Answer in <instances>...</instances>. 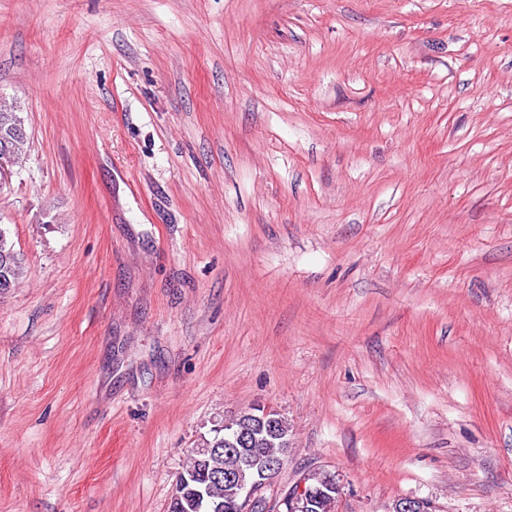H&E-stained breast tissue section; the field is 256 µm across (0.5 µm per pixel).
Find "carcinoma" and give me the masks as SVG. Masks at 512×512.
<instances>
[{"label": "carcinoma", "instance_id": "obj_1", "mask_svg": "<svg viewBox=\"0 0 512 512\" xmlns=\"http://www.w3.org/2000/svg\"><path fill=\"white\" fill-rule=\"evenodd\" d=\"M15 114L13 106L0 107V144H7L15 151L16 158L21 159L27 154L29 141L27 134L18 131V127L10 120ZM5 253L11 256V260L5 263L0 261L1 291L6 284L16 286L24 274L22 259L7 237L0 240V257ZM212 432V437H205L200 442V447L208 448L210 452L200 457L195 451H189L181 477L178 478V482L183 484V492L186 493L182 512H236L241 489L255 480V474L250 470H243L233 479L226 478L224 473L235 466V457L227 448H235L241 454L254 459L278 457L284 460L288 456V449L280 440L254 427L248 410L224 420ZM294 490L293 486L280 492L273 487L267 488L266 498L274 501L271 510L336 512L339 494L334 491L308 505L300 501L293 509L288 502L277 506L281 499L288 498V493Z\"/></svg>", "mask_w": 512, "mask_h": 512}]
</instances>
